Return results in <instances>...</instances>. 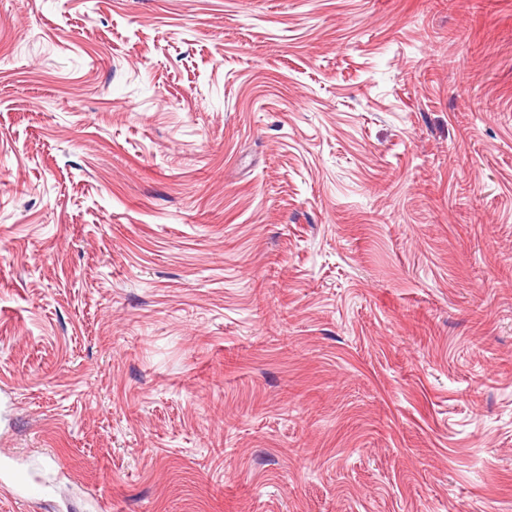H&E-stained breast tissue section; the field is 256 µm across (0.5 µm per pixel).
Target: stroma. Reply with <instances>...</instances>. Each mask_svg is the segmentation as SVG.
Segmentation results:
<instances>
[{
	"label": "stroma",
	"mask_w": 512,
	"mask_h": 512,
	"mask_svg": "<svg viewBox=\"0 0 512 512\" xmlns=\"http://www.w3.org/2000/svg\"><path fill=\"white\" fill-rule=\"evenodd\" d=\"M0 512H512V0H0Z\"/></svg>",
	"instance_id": "35a3bbf8"
}]
</instances>
